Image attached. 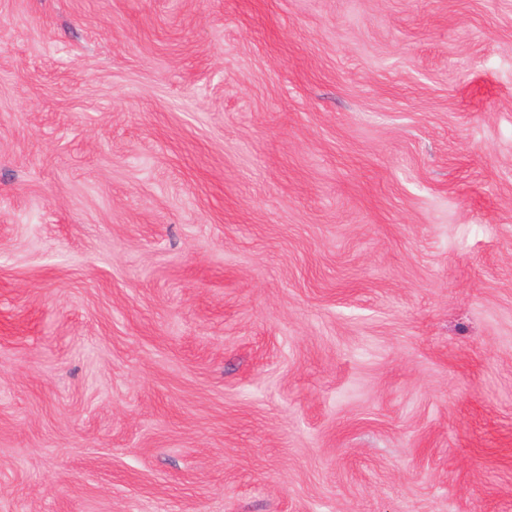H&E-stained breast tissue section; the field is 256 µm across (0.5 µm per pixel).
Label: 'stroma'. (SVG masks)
<instances>
[{
  "mask_svg": "<svg viewBox=\"0 0 512 512\" xmlns=\"http://www.w3.org/2000/svg\"><path fill=\"white\" fill-rule=\"evenodd\" d=\"M0 512H512V0H0Z\"/></svg>",
  "mask_w": 512,
  "mask_h": 512,
  "instance_id": "1",
  "label": "stroma"
}]
</instances>
